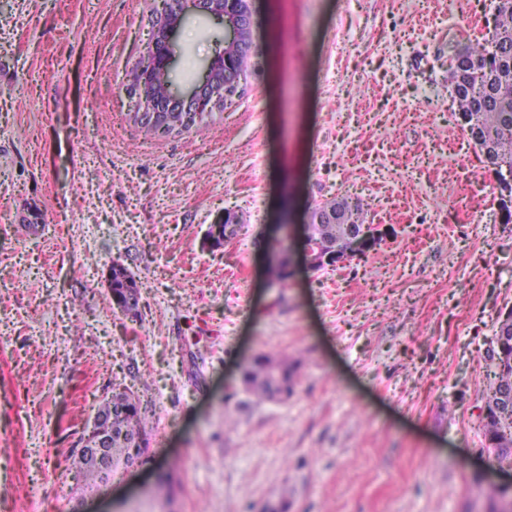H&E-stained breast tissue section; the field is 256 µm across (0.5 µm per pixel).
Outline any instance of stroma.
<instances>
[{
  "label": "stroma",
  "instance_id": "obj_1",
  "mask_svg": "<svg viewBox=\"0 0 512 512\" xmlns=\"http://www.w3.org/2000/svg\"><path fill=\"white\" fill-rule=\"evenodd\" d=\"M160 0H0V512H487L488 340L512 309L508 171L455 120L448 62L494 0H255L261 66L231 105L147 139L125 74ZM356 51L339 50L342 37ZM222 24H184L191 87ZM346 197L386 229L319 270L309 212ZM42 209L36 229L22 216ZM242 215L209 246V225ZM287 246V288L267 270ZM139 305L117 310L112 263ZM287 354L255 402L240 371ZM141 400L154 470L94 490L72 467L99 402ZM109 282L112 290V298L115 302L125 301L127 294L131 292L138 293L137 281L122 264H112ZM294 370L287 357L261 353L244 366L242 381L257 402L288 400L295 387Z\"/></svg>",
  "mask_w": 512,
  "mask_h": 512
}]
</instances>
